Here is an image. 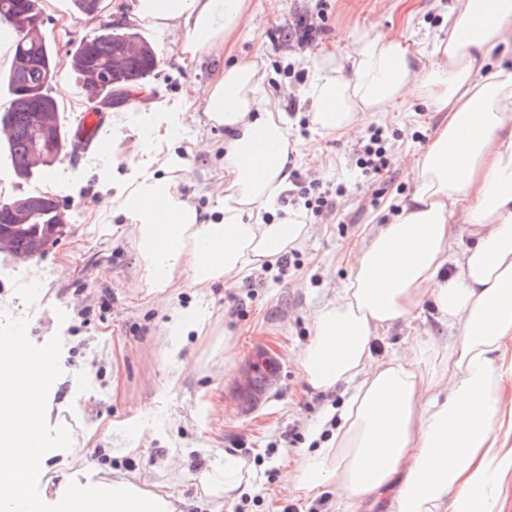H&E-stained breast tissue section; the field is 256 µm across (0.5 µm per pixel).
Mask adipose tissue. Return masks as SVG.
<instances>
[{"instance_id": "ef3b65f1", "label": "adipose tissue", "mask_w": 512, "mask_h": 512, "mask_svg": "<svg viewBox=\"0 0 512 512\" xmlns=\"http://www.w3.org/2000/svg\"><path fill=\"white\" fill-rule=\"evenodd\" d=\"M247 0H137L133 17L181 38L182 51L221 54L244 21ZM512 42V0H455L448 33L429 54L405 34L367 41L346 61L315 63L304 91L313 122L351 134L369 112L416 99L443 119L413 166V191L395 219L352 257L342 293L314 317L300 355L305 382L353 392L327 446L291 477L306 495L335 487L345 512L389 495V512H495L493 489L512 470V69L482 70L478 59ZM252 62L224 66L208 91L206 114L227 138L229 177L216 215L201 220L170 181L145 175L127 198L145 282L158 293L181 277L206 288L298 247L312 227L301 210L278 211L296 147L289 120ZM278 212L276 221L265 215ZM469 245L453 250L460 233ZM431 301L452 335L446 347L418 343L376 362L379 332ZM206 309L170 310L166 352L201 331ZM43 366L0 380V421L42 408ZM72 512H175L170 498L137 482L82 487Z\"/></svg>"}]
</instances>
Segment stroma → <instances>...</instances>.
Returning a JSON list of instances; mask_svg holds the SVG:
<instances>
[{"instance_id": "1", "label": "stroma", "mask_w": 512, "mask_h": 512, "mask_svg": "<svg viewBox=\"0 0 512 512\" xmlns=\"http://www.w3.org/2000/svg\"><path fill=\"white\" fill-rule=\"evenodd\" d=\"M136 2L103 0L93 21L78 14L72 0L41 2V29L59 59L109 24L151 41L157 64L129 87L127 103L113 108L107 148L69 152L48 167L40 190L65 215L59 236L35 259L0 254V338L21 328L29 352L54 353L41 384L44 412L36 431L46 455L22 456L24 468L40 473L25 485L24 497L35 512H50V501L73 485L131 478L148 492L171 495L178 512H234L236 500L210 496L198 480L229 454L243 466L245 495L263 491L248 512H288L293 505L300 512H337L329 488L303 496L283 486L284 472L318 448L313 433L329 438L328 423L338 420L352 392L344 384L313 390L299 357L313 336L316 312L349 280L348 249L391 219L413 182L409 168L395 162L384 181L357 180V137L317 128L303 92L317 61L344 58L348 47L379 36L404 30L412 47L431 50L448 29L453 0H249L248 15L222 57L193 59L160 27L133 20ZM319 11L323 31L312 45L272 47L271 34ZM229 61L256 63L263 73L267 95L279 100L290 120L299 151L296 173L308 176L309 161L317 160L320 182L345 191L334 196L333 215L317 221L316 232L296 248V262L283 278L256 266L231 286L172 289L174 306L210 313L172 362L161 349L169 314L153 289L136 285L144 270L135 247L136 218L124 201L151 173L172 179L182 198L211 218L224 180V129L209 121L200 103ZM58 77L68 86L56 100L72 142L80 137L76 117L100 110L102 98H86L69 70ZM439 121V113L415 100L367 114L363 125L396 131L393 155L415 157ZM201 141L210 144V153L197 151ZM448 339L428 307L373 338L370 348L383 361L412 344ZM227 347L232 357H225ZM136 414L148 424L134 449L109 456L112 432ZM66 436L79 441L83 455L71 457L59 446Z\"/></svg>"}]
</instances>
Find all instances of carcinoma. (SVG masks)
I'll return each instance as SVG.
<instances>
[{
	"mask_svg": "<svg viewBox=\"0 0 512 512\" xmlns=\"http://www.w3.org/2000/svg\"><path fill=\"white\" fill-rule=\"evenodd\" d=\"M40 0H0V25L14 30L13 56L26 54L31 57L33 67L20 70L10 67L7 86L10 100L0 107V120L13 121L14 137L7 142L15 172L27 176L32 160L30 156L31 135L27 115L34 111L36 102L29 96L28 88L45 87L44 94H50L48 85L57 72L66 67L91 86L92 70L108 65L115 68L118 77L129 87L140 82L155 69L156 55L152 46L134 32H116L105 25L91 37L82 39L69 58L60 61L53 53L51 44L40 29ZM135 40L141 52L137 56L120 53L123 42ZM57 207L51 206L36 215L15 234L18 247L27 245L30 237L44 232L46 225L55 223Z\"/></svg>",
	"mask_w": 512,
	"mask_h": 512,
	"instance_id": "1",
	"label": "carcinoma"
}]
</instances>
